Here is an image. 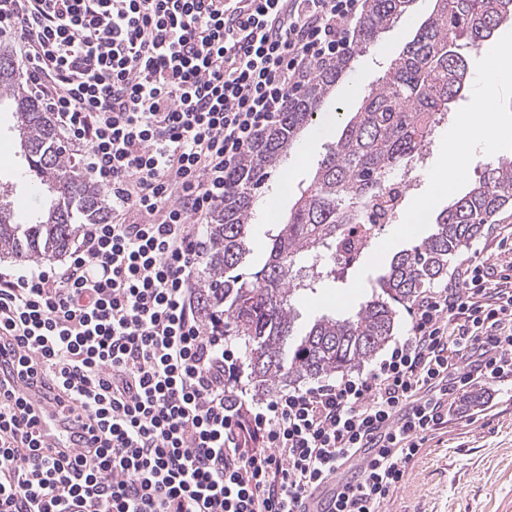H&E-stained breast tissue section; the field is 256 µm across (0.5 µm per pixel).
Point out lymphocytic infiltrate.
Here are the masks:
<instances>
[{
	"label": "lymphocytic infiltrate",
	"instance_id": "1",
	"mask_svg": "<svg viewBox=\"0 0 512 512\" xmlns=\"http://www.w3.org/2000/svg\"><path fill=\"white\" fill-rule=\"evenodd\" d=\"M365 0H0L34 92L112 194L63 271L0 274V512H381L473 382L512 383V273L462 261L369 370L258 400L196 299L203 224ZM95 445L50 447L42 406ZM336 502V492L332 484L316 489L306 501V512H332Z\"/></svg>",
	"mask_w": 512,
	"mask_h": 512
}]
</instances>
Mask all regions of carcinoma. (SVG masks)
Returning a JSON list of instances; mask_svg holds the SVG:
<instances>
[{"instance_id": "cac0c4a2", "label": "carcinoma", "mask_w": 512, "mask_h": 512, "mask_svg": "<svg viewBox=\"0 0 512 512\" xmlns=\"http://www.w3.org/2000/svg\"><path fill=\"white\" fill-rule=\"evenodd\" d=\"M412 0H367L350 55L317 73L288 102L241 165L228 175L232 190L205 230V259L196 295L207 315L225 316L244 343L250 381L263 395L278 386L360 367L394 335L399 308L448 275L498 213L512 205V159L491 160L483 177L432 217L434 231L394 254L371 296L344 318L323 316L293 350L294 302L336 280L329 255L346 226L360 223L395 173L427 147L448 118L449 105L469 86L466 49H476L512 20V0H435L415 37L390 62L328 148L288 221L267 231L268 257L240 269L251 251L249 220L270 170L297 146L322 99L352 70L354 58L402 18ZM14 106L16 131L35 189L49 194L33 220L19 223L0 203V257L49 262L65 254L87 224L110 214L107 192L71 164L51 113L31 95L10 47L0 42V101Z\"/></svg>"}]
</instances>
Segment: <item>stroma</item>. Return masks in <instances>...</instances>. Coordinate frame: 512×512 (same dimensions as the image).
<instances>
[{"label": "stroma", "mask_w": 512, "mask_h": 512, "mask_svg": "<svg viewBox=\"0 0 512 512\" xmlns=\"http://www.w3.org/2000/svg\"><path fill=\"white\" fill-rule=\"evenodd\" d=\"M434 7V0H412L404 19L379 34L375 44L359 56L346 81L340 82L323 100L313 125L301 134L306 151L303 162L285 159L266 180L253 204L251 218V254L248 269L258 268L268 255L265 235L267 221L263 207L268 198L277 200V219L285 221L301 189L307 187L331 143L343 133L351 112L357 111L366 92L383 75L390 61L413 39L420 24ZM512 42V22H502L493 37L471 50L473 80L465 97L451 104L448 118L439 129L423 168L418 172L403 202L404 212L423 197L436 195L438 207L466 194L483 172L487 158L474 152L462 179L442 191H435L433 177L438 174L448 149V136L481 91L484 74L493 68L512 69V59L500 48ZM488 107L494 113V125L476 126V137L496 135L495 156L512 155V93L489 94ZM10 108L0 106V181L14 185L12 197L18 212L27 214L42 200L17 185L16 176L26 163L12 134ZM402 217L378 228L366 255L337 265L336 285L315 295L299 297L297 333H304L324 315L343 316L354 310L369 292V281L383 274L392 255L427 237L432 225H423L418 236L402 234ZM383 512H512V387L478 383L468 390L449 413L443 429L427 436L418 457L407 471L404 484L384 505Z\"/></svg>", "instance_id": "35a3bbf8"}]
</instances>
